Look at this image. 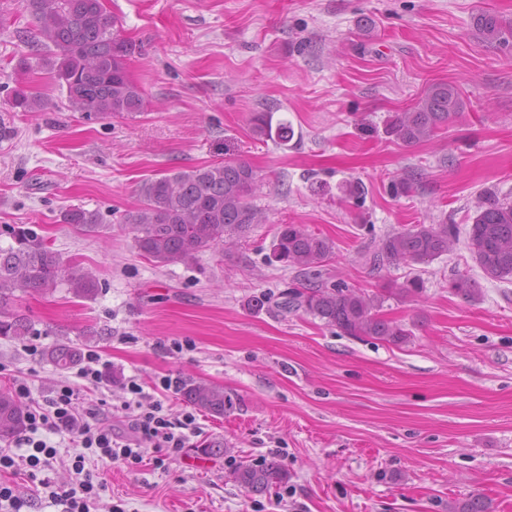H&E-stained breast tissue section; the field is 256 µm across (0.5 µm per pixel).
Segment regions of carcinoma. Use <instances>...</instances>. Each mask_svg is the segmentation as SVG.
Here are the masks:
<instances>
[{
	"mask_svg": "<svg viewBox=\"0 0 512 512\" xmlns=\"http://www.w3.org/2000/svg\"><path fill=\"white\" fill-rule=\"evenodd\" d=\"M25 9L37 23L43 49L49 56L41 62L66 89L69 107L86 118L133 115L145 108L140 87L131 80L127 60L131 44L116 46L111 15L102 0H23ZM484 39L500 41L512 35V25L504 24L494 12L485 10L476 18ZM11 105L23 112H42L47 107L41 97L22 88L14 91ZM463 104L456 86L434 84L410 109L389 118L386 132L411 146L433 138L447 126ZM251 131L260 141L285 145L294 130L288 119L274 120L272 112H257ZM253 167L240 159L179 169L143 181L140 204L124 215L132 225L135 244L147 259L161 263L192 262L196 254L224 245L230 231L244 232L265 221L264 214L250 201L258 189ZM63 223L86 234L103 228L99 213L80 207L64 212ZM12 243L0 247V337L21 338L35 334L34 323L25 314L9 307L15 292L47 295L66 284L77 297L88 298L98 289L96 279L76 263H65L34 230L13 227ZM453 224H413L384 236L366 261L374 268L401 263H428L453 250ZM469 249L490 280H512V202L494 192L476 201L468 237ZM335 253V243L318 236L301 224H283L277 232L269 256L284 266L312 272L325 266ZM453 293L467 302L481 296L477 281L460 275L450 282ZM382 294H369L347 285L325 288L311 283L301 290L287 291L277 306L286 312L302 310L345 336H368L398 343L410 333L403 325L380 314ZM61 369L74 366L78 349L59 344L46 353ZM183 400L215 418L233 409V400L217 384L181 381ZM26 405L10 391L0 388V441L20 434L26 425ZM234 482L250 494L263 495L288 480V469L277 459H261L239 465ZM491 503L474 495L449 512H490Z\"/></svg>",
	"mask_w": 512,
	"mask_h": 512,
	"instance_id": "obj_1",
	"label": "carcinoma"
}]
</instances>
